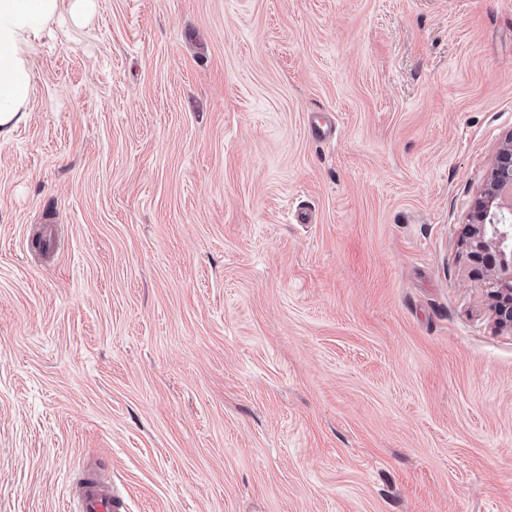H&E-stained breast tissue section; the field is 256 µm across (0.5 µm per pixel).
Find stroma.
<instances>
[{"instance_id":"stroma-1","label":"stroma","mask_w":512,"mask_h":512,"mask_svg":"<svg viewBox=\"0 0 512 512\" xmlns=\"http://www.w3.org/2000/svg\"><path fill=\"white\" fill-rule=\"evenodd\" d=\"M31 60L0 512H78L89 464L128 512H512V330L459 243L512 0H89Z\"/></svg>"}]
</instances>
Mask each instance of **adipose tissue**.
Masks as SVG:
<instances>
[{
    "instance_id": "1",
    "label": "adipose tissue",
    "mask_w": 512,
    "mask_h": 512,
    "mask_svg": "<svg viewBox=\"0 0 512 512\" xmlns=\"http://www.w3.org/2000/svg\"><path fill=\"white\" fill-rule=\"evenodd\" d=\"M80 0H0V139L25 119L34 71L29 51L64 7Z\"/></svg>"
}]
</instances>
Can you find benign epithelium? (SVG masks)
I'll return each mask as SVG.
<instances>
[{
  "label": "benign epithelium",
  "mask_w": 512,
  "mask_h": 512,
  "mask_svg": "<svg viewBox=\"0 0 512 512\" xmlns=\"http://www.w3.org/2000/svg\"><path fill=\"white\" fill-rule=\"evenodd\" d=\"M512 133L491 163L489 176L475 200L461 245L480 271L496 323L512 330Z\"/></svg>",
  "instance_id": "7a95c632"
}]
</instances>
